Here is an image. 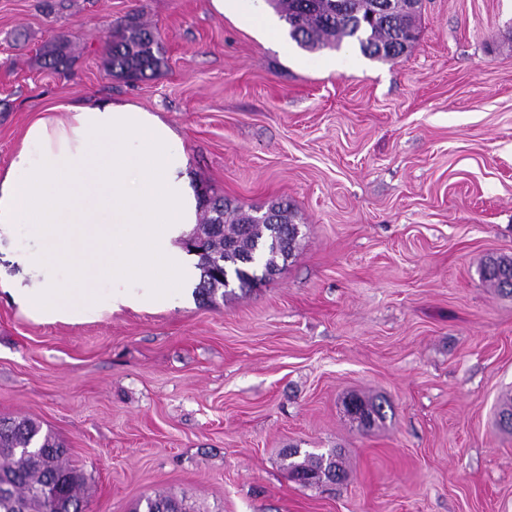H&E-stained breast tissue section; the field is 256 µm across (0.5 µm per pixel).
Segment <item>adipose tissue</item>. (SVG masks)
Instances as JSON below:
<instances>
[{
    "label": "adipose tissue",
    "instance_id": "adipose-tissue-1",
    "mask_svg": "<svg viewBox=\"0 0 512 512\" xmlns=\"http://www.w3.org/2000/svg\"><path fill=\"white\" fill-rule=\"evenodd\" d=\"M201 206L184 142L158 114L112 99L56 104L0 169V231L28 225L40 244L30 262L68 276L8 294L42 323L166 305L196 285L195 262L176 242Z\"/></svg>",
    "mask_w": 512,
    "mask_h": 512
}]
</instances>
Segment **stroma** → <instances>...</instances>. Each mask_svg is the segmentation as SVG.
I'll list each match as a JSON object with an SVG mask.
<instances>
[{
    "label": "stroma",
    "instance_id": "stroma-1",
    "mask_svg": "<svg viewBox=\"0 0 512 512\" xmlns=\"http://www.w3.org/2000/svg\"><path fill=\"white\" fill-rule=\"evenodd\" d=\"M133 17L165 59L138 81L106 67ZM417 24L402 56L332 71L210 0H0L1 169L41 109L127 100L202 194L300 226L274 276L212 304L37 323L0 290V416L64 441L87 512H512V296L481 275L512 258V0H423ZM37 248L13 225L0 281L65 280L17 263ZM289 448L340 452L345 479L299 484Z\"/></svg>",
    "mask_w": 512,
    "mask_h": 512
}]
</instances>
